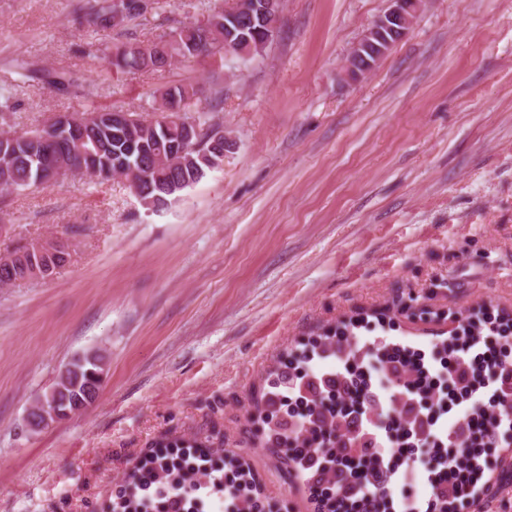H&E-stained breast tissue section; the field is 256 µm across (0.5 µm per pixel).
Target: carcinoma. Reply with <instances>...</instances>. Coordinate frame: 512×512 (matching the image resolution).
<instances>
[{"instance_id":"1","label":"carcinoma","mask_w":512,"mask_h":512,"mask_svg":"<svg viewBox=\"0 0 512 512\" xmlns=\"http://www.w3.org/2000/svg\"><path fill=\"white\" fill-rule=\"evenodd\" d=\"M156 4L157 0H148L142 8L128 12L122 29L138 26L139 21L147 19V15L155 10ZM114 8L113 0H72L71 14L79 27L93 32L104 31L114 28ZM280 23L281 17L274 13L260 20L246 21L212 11L204 23L184 24L145 44L129 41L115 45L112 52L102 58L96 74L106 83L112 81L115 71H161L176 61L191 62L200 57L249 61L262 55L268 45L228 50L224 38L230 30L248 35L253 42H264L266 37L277 35ZM13 68L24 81L48 86L61 95L72 93L78 87L76 73L65 67L32 69L26 62L16 59ZM197 95L198 90L191 84L170 86L161 93L158 111L165 112L166 104L176 99L185 112ZM221 102V92L217 91L213 100L200 109L198 116H184L201 129V134L189 142L183 157L170 151V144L180 136L178 126L165 128L158 121L141 117L139 124L131 129L118 128L105 121V117L115 112L110 105H98L69 115L71 121L84 126V138L71 135L68 128L60 129L57 117L41 128L17 134L11 139L0 136V193L37 189L58 172L63 177L77 175L88 165L87 154L92 152L98 156L101 173L115 169V162L125 161L127 169L134 170L135 177L144 182L154 184L168 172L177 177L180 184L174 190L158 193L150 203L153 209L162 207L213 170L209 156L212 155L210 145L215 134L205 131L204 126L209 121V113L217 110ZM51 140L55 142V172L41 174L34 158ZM71 365L79 370L85 381L89 373L103 376L106 363L103 356L97 355L76 358Z\"/></svg>"}]
</instances>
